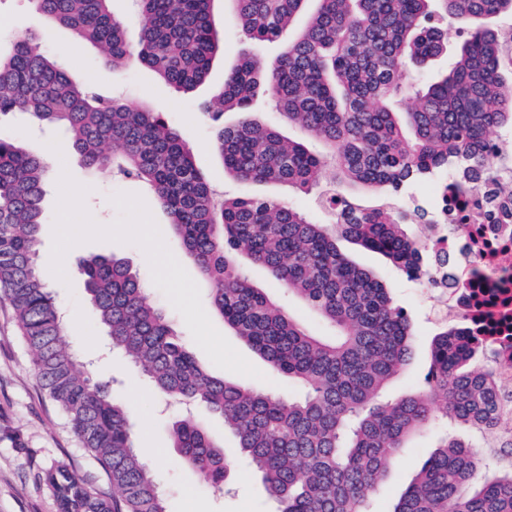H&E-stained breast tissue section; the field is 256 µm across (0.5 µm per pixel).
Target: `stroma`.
<instances>
[{
  "mask_svg": "<svg viewBox=\"0 0 512 512\" xmlns=\"http://www.w3.org/2000/svg\"><path fill=\"white\" fill-rule=\"evenodd\" d=\"M212 22L224 39V50L215 58L206 81L189 95L181 96L138 62L117 68L105 65L96 47L77 40L70 30L52 24L34 0H0V43L7 45L13 39L34 36L48 53L62 54L73 81L92 80L108 93L166 113L191 148L208 182L226 195H283L284 190L279 185L243 182L225 174L212 149L211 132L196 112L195 104L212 99L223 88L225 71L235 65L243 53L253 51L266 60H274L295 32L287 30L283 41L275 44L246 42L236 31L224 0H214ZM64 159L72 177L88 186L85 205L98 224L109 225L118 218L119 211L111 202L114 194L140 195L176 259L191 278L197 279L200 291H207V282L200 280L195 265L173 236L167 212L147 188L118 173L99 172L85 166L73 150H66ZM57 198V192H50L45 205L47 221L40 228L41 274L68 316L67 343L80 354L89 375L107 384L111 394L128 407L136 429L137 446L166 493L168 512H273L274 504L268 499L263 483L246 467L244 460H237L229 491L221 496L214 494L191 469L179 462L170 446V431L173 423L185 415L205 423L216 441L228 450H235L237 440L231 432L225 431L222 421L205 408L197 407L188 413L180 405L165 403L133 367L118 355L109 353L110 339L100 328L87 300L75 261L81 255L115 254L125 258L133 271L148 282L152 276L146 255L134 244L102 241L81 244L69 250L70 261L65 268L68 280L59 282L49 269ZM341 248L386 283L393 303L403 308L414 326L415 356L390 380L386 395L396 398L423 389L429 367V348L439 323L433 290L408 279L378 253L346 242ZM246 271L254 286L264 289L315 333H323L324 327L314 315L289 297L263 267L250 263ZM437 445L438 434L429 426L417 433L398 456L389 460L378 492L380 512H388ZM59 463L69 465L90 485L104 484L100 469L82 448L62 411L43 391L30 367L12 308L8 301L0 298V512H57L43 476L46 469Z\"/></svg>",
  "mask_w": 512,
  "mask_h": 512,
  "instance_id": "35a3bbf8",
  "label": "stroma"
}]
</instances>
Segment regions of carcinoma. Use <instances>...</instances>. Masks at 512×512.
Masks as SVG:
<instances>
[{
	"instance_id": "obj_1",
	"label": "carcinoma",
	"mask_w": 512,
	"mask_h": 512,
	"mask_svg": "<svg viewBox=\"0 0 512 512\" xmlns=\"http://www.w3.org/2000/svg\"><path fill=\"white\" fill-rule=\"evenodd\" d=\"M317 2L300 33L271 63L244 57L215 101L199 104L224 172L241 181L320 191L330 218L318 224L284 199L224 197L203 176L163 112L133 105L67 75L61 57L29 39L0 53V118L22 115L68 133L84 164L144 183L167 211L185 254L211 284L214 313L295 395L242 387L210 375L177 337L149 288L121 258L80 257L77 270L112 351L160 397L205 405L224 420L260 476L276 512H379L376 492L389 458L441 409L459 429L443 435L389 512H512V471L479 475L478 447L464 433L499 436L503 396L486 372L468 370L479 348L445 328L430 345L429 387L396 399L384 390L413 357L415 331L372 273L337 246L344 239L380 253L410 279L447 290L453 255L427 246L435 208L406 209L412 185L441 173L472 198L475 217L512 224V188L493 174L512 150L490 153V131L512 130V57L506 27L512 0H224L241 37L280 41ZM111 0H37L53 23L96 46L112 66L132 58L176 89L202 84L221 50L214 0H135L142 19L131 47ZM462 41L448 73L422 82L415 68L448 51V27ZM265 100L281 121L319 140L284 136L256 118ZM414 100L406 112L397 103ZM243 119L224 124V113ZM46 155L0 136V294L10 303L32 369L67 417L112 492L65 464L45 475L58 512H168L166 496L134 445L126 408L80 369L65 341L67 322L39 271V231L50 182ZM332 178L324 182L325 172ZM373 189L368 203L347 185ZM415 224L414 236L406 225ZM267 269L327 328L318 335L250 282L239 258ZM173 447L209 487L227 483L229 462L193 419L172 426Z\"/></svg>"
}]
</instances>
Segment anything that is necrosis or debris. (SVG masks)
I'll return each instance as SVG.
<instances>
[{
	"mask_svg": "<svg viewBox=\"0 0 512 512\" xmlns=\"http://www.w3.org/2000/svg\"><path fill=\"white\" fill-rule=\"evenodd\" d=\"M434 245L460 258L448 295L459 328L480 337L496 377L512 387V224L455 220Z\"/></svg>",
	"mask_w": 512,
	"mask_h": 512,
	"instance_id": "1",
	"label": "necrosis or debris"
}]
</instances>
